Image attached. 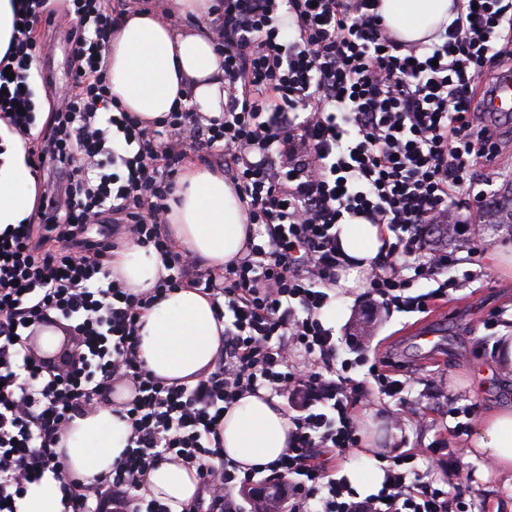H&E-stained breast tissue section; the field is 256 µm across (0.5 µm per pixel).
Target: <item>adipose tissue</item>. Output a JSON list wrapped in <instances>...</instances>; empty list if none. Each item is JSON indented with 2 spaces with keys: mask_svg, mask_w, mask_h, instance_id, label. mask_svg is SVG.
<instances>
[{
  "mask_svg": "<svg viewBox=\"0 0 512 512\" xmlns=\"http://www.w3.org/2000/svg\"><path fill=\"white\" fill-rule=\"evenodd\" d=\"M454 0H380L379 12L398 39L420 44L452 23ZM213 0H158L154 11L122 19L102 52L114 101L151 121L177 105L195 104L203 118L224 110V53L212 33ZM194 26H186V19ZM0 154V231L30 218L36 183L27 165L23 142L7 133ZM179 249L213 268L239 255L245 243L246 207L221 170L187 164L168 215ZM338 246L348 260L339 271L336 289L360 293L366 277L386 254L390 237L383 225L348 217L336 226ZM107 269L127 287L144 292L166 275L158 255L127 242L116 250ZM137 358L153 376L169 385L195 386L214 368L224 345V324L210 298L190 287H179L151 304L142 317ZM131 395L120 388L114 401L73 418L64 429L58 450L64 470L93 481L109 477L124 458L130 435L117 403ZM288 413L266 390L232 404L219 425L225 458L242 468L268 465L288 448ZM470 451L480 455L512 482V404L484 414L470 437ZM373 438L345 463L340 472L357 499L377 494L386 478L373 454ZM146 499L182 512L202 493L196 469L161 461L151 467L141 489Z\"/></svg>",
  "mask_w": 512,
  "mask_h": 512,
  "instance_id": "adipose-tissue-1",
  "label": "adipose tissue"
}]
</instances>
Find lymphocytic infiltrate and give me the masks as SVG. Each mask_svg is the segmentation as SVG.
Returning a JSON list of instances; mask_svg holds the SVG:
<instances>
[{"label":"lymphocytic infiltrate","instance_id":"1","mask_svg":"<svg viewBox=\"0 0 512 512\" xmlns=\"http://www.w3.org/2000/svg\"><path fill=\"white\" fill-rule=\"evenodd\" d=\"M48 2L20 0L0 58V122L21 138L39 200L27 222L0 233V512H18L28 485L48 474L63 512H170L139 493L162 460L195 466L210 497L183 512H244L231 492L258 472L223 459L217 427L261 389L304 396L287 452L268 467L293 479L288 512H309L313 501L318 512H474L464 493L415 478L412 454L390 457L378 495L353 500L329 462L358 447V405L383 395L407 407L409 382L377 362L370 382L350 377L321 312L346 263L334 228L347 214L396 236L367 278L382 304L422 312L446 294L438 278L459 259L433 248L426 231L449 222L465 232L461 188L479 204L499 176V121L481 101L512 73V0H458L456 19L424 45L398 40L379 0H220L212 28L224 50L222 118L205 125L182 106L151 128L110 93L99 58L115 19L104 0H67L76 22L66 30L65 90L35 76ZM37 81L57 101L42 129ZM185 128L194 141L180 138ZM192 152L223 157L248 208L245 249L220 269L163 229ZM121 239L163 262L168 274L152 291L103 277ZM423 280L436 289L409 295ZM184 283L233 314L212 372L192 388L166 385L136 355L143 310ZM55 314L70 320L78 345L59 370L27 340ZM119 382L134 392L120 406L131 425L125 457L101 481L67 475L60 433Z\"/></svg>","mask_w":512,"mask_h":512}]
</instances>
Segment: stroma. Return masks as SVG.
<instances>
[{
  "instance_id": "stroma-1",
  "label": "stroma",
  "mask_w": 512,
  "mask_h": 512,
  "mask_svg": "<svg viewBox=\"0 0 512 512\" xmlns=\"http://www.w3.org/2000/svg\"><path fill=\"white\" fill-rule=\"evenodd\" d=\"M480 249H473V242ZM512 243V229L488 225L484 208H471L467 236L442 240V247L456 251L460 265L449 270L448 301L445 308L429 313H411L374 304L368 292L354 301L336 297L325 326L333 331L337 360L353 361L355 380L367 378L368 369L359 356L378 360L387 356L399 360L410 377V404L416 420H400L397 408L388 401L358 409V421L380 420L384 437L379 453L392 456L418 453L417 467L429 472L448 492L465 489L478 512H512V484L498 476L485 460L466 455L470 428H458L449 417L453 407L472 406L474 414L512 404V371L500 372L494 365L501 329H488L491 312L512 318V274L493 266L488 257L492 246ZM435 328L443 334L442 347L425 353L414 343L417 330ZM449 443L451 458L429 459L427 448L437 442ZM456 460L458 473L448 470Z\"/></svg>"
}]
</instances>
